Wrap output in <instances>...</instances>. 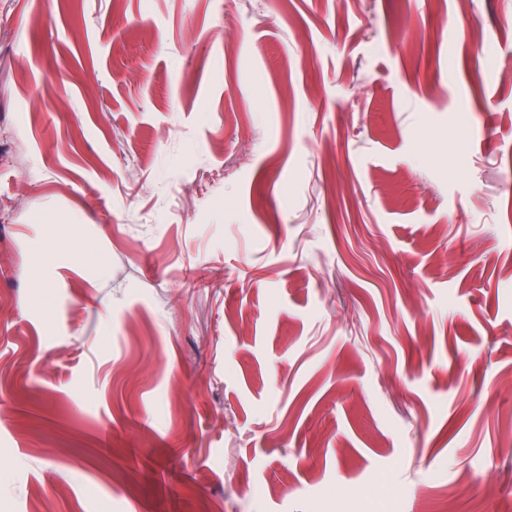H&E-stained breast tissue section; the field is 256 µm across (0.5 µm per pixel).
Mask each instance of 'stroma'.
<instances>
[{
  "mask_svg": "<svg viewBox=\"0 0 512 512\" xmlns=\"http://www.w3.org/2000/svg\"><path fill=\"white\" fill-rule=\"evenodd\" d=\"M441 6L0 0V512H512V0Z\"/></svg>",
  "mask_w": 512,
  "mask_h": 512,
  "instance_id": "stroma-1",
  "label": "stroma"
}]
</instances>
